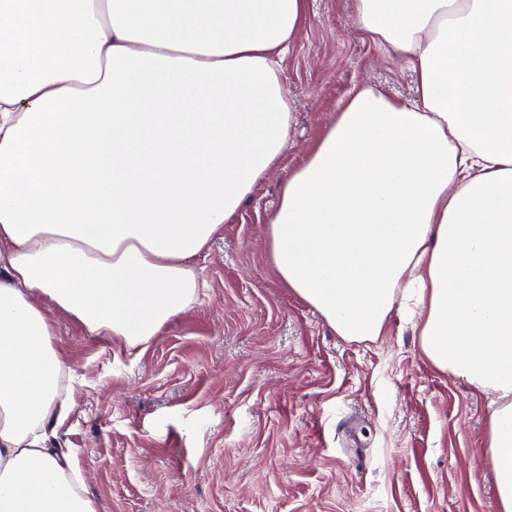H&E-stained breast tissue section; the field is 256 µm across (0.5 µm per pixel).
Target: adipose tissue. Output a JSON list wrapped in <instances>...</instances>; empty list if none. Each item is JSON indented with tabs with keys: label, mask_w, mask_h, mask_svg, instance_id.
<instances>
[{
	"label": "adipose tissue",
	"mask_w": 512,
	"mask_h": 512,
	"mask_svg": "<svg viewBox=\"0 0 512 512\" xmlns=\"http://www.w3.org/2000/svg\"><path fill=\"white\" fill-rule=\"evenodd\" d=\"M308 0H0V512H97L69 448L51 310L146 350L199 300L197 258L277 169L281 63ZM417 79L342 101L281 182L277 277L349 341L412 324L492 394L512 512V0H356Z\"/></svg>",
	"instance_id": "obj_1"
}]
</instances>
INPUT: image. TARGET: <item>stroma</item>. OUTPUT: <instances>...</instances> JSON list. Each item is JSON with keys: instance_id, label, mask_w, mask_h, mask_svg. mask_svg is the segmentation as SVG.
<instances>
[{"instance_id": "obj_1", "label": "stroma", "mask_w": 512, "mask_h": 512, "mask_svg": "<svg viewBox=\"0 0 512 512\" xmlns=\"http://www.w3.org/2000/svg\"><path fill=\"white\" fill-rule=\"evenodd\" d=\"M308 0L282 66L295 104L286 167L352 88L416 82L355 22ZM284 169L260 182L199 260L198 304L142 353L54 313L82 379L57 444L99 512H496L490 398L434 369L392 314L374 341L337 336L285 288L264 226Z\"/></svg>"}]
</instances>
